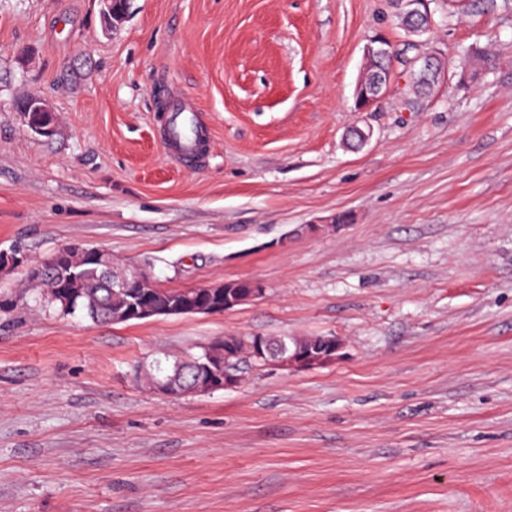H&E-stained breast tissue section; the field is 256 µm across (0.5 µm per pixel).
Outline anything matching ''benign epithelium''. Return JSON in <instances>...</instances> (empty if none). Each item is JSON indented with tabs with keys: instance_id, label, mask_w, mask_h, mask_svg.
<instances>
[{
	"instance_id": "7a95c632",
	"label": "benign epithelium",
	"mask_w": 512,
	"mask_h": 512,
	"mask_svg": "<svg viewBox=\"0 0 512 512\" xmlns=\"http://www.w3.org/2000/svg\"><path fill=\"white\" fill-rule=\"evenodd\" d=\"M434 58L436 54L427 53L417 56L413 61L412 75L424 83H432L435 77L445 78L435 69ZM390 84V76H381L379 72L371 76L362 77L357 93L362 96L360 106L365 108L385 94ZM24 125L31 131L49 136L54 133V117L44 100L37 95H30L18 107ZM65 251L74 255H88L95 265L107 274L104 287L112 295L130 298L129 305L119 308L112 313V322H127L134 317L145 316L151 318L166 308L139 309L137 305L151 299H159L163 289L159 288L142 269L135 267L116 268L112 266L106 253L99 249H85L71 246ZM234 289L232 294H224V310H231L246 301L252 300L263 293V288L257 282L250 280L229 281L212 284L199 288L184 290L185 303L181 310L188 313H214L216 308L206 302V298L218 289ZM243 345L251 350L252 357L264 366L274 365L285 370L311 369L327 363L339 356L342 343L334 336H321L311 340L310 345L302 350H285L274 346L264 336H254L247 340L245 336L224 337V350L216 353L212 347L204 349L202 355L196 360L197 373L190 392L208 394L219 390L235 387L239 381L238 375L233 371L231 359L237 356V346Z\"/></svg>"
}]
</instances>
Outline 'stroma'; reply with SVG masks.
<instances>
[{
    "instance_id": "stroma-1",
    "label": "stroma",
    "mask_w": 512,
    "mask_h": 512,
    "mask_svg": "<svg viewBox=\"0 0 512 512\" xmlns=\"http://www.w3.org/2000/svg\"><path fill=\"white\" fill-rule=\"evenodd\" d=\"M434 7L417 49L448 75L408 106L389 0H129L111 30L102 0H0V250L265 289L99 324L1 271L0 512H512V0ZM378 35L391 88L361 110ZM166 111L199 114L202 154L173 161ZM229 335L344 347L209 394L139 383ZM18 110L24 125L29 130L45 136L54 133L55 125L53 114L40 96H28L23 103H20Z\"/></svg>"
}]
</instances>
